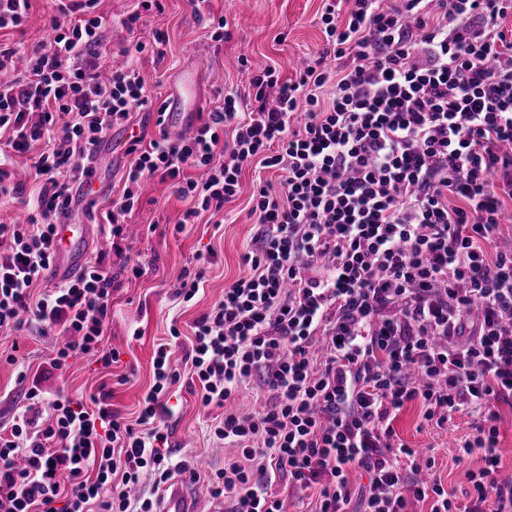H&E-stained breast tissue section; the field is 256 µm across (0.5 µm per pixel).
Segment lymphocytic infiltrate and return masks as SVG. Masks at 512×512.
<instances>
[{
  "instance_id": "1",
  "label": "lymphocytic infiltrate",
  "mask_w": 512,
  "mask_h": 512,
  "mask_svg": "<svg viewBox=\"0 0 512 512\" xmlns=\"http://www.w3.org/2000/svg\"><path fill=\"white\" fill-rule=\"evenodd\" d=\"M94 6L59 0L48 43L0 46V199L23 191L14 156L37 154L27 222L0 224V335L35 322L66 337L55 369L78 355L110 368V255L124 251L142 179L187 202L180 232L205 212L223 218L245 165L280 181L256 180L248 274L195 321L184 366L158 347L136 419L113 409L106 385L86 398L24 392L0 429V512H156L134 494L147 473L158 485L204 480L231 512H284L270 493L284 476L318 488L314 512H408L414 500L512 512L498 454L499 406L512 401V247L485 249L512 209V41L501 29L512 0H328L326 46L295 78L265 68L192 132L130 143L124 188L99 215L109 250L47 287L72 186L112 128L153 102L133 48L111 63ZM184 377L203 408L224 411L213 439L241 455L206 479L162 451L164 399ZM250 382L268 394L262 410L229 409ZM412 402L439 428L477 417L460 447L483 461L468 506L419 479L435 460L417 464L394 429ZM358 469L369 481L356 493Z\"/></svg>"
}]
</instances>
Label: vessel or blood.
I'll list each match as a JSON object with an SVG mask.
<instances>
[{
    "label": "vessel or blood",
    "mask_w": 512,
    "mask_h": 512,
    "mask_svg": "<svg viewBox=\"0 0 512 512\" xmlns=\"http://www.w3.org/2000/svg\"><path fill=\"white\" fill-rule=\"evenodd\" d=\"M199 107V95L193 74L179 75L176 88L165 101L167 129L187 132L193 129V116ZM105 192L101 174H94L91 189L76 190L56 225L58 249L50 280L62 282L76 275L85 265L94 242L93 226L87 214ZM159 512H198L195 498L180 483L166 488L158 502Z\"/></svg>",
    "instance_id": "vessel-or-blood-1"
}]
</instances>
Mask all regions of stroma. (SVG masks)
I'll use <instances>...</instances> for the list:
<instances>
[{"instance_id":"1","label":"stroma","mask_w":512,"mask_h":512,"mask_svg":"<svg viewBox=\"0 0 512 512\" xmlns=\"http://www.w3.org/2000/svg\"><path fill=\"white\" fill-rule=\"evenodd\" d=\"M28 21L18 29L0 31V43L28 49L48 39V19L56 13L55 0H32ZM138 0H97L96 12L104 16L102 30L112 50L143 44L136 62L153 89L155 104H163L176 73L196 68L202 95V112H210L228 90L247 93L248 79L263 68H279L290 79L300 62L318 56L324 45L317 18L324 0H162L163 9L137 16ZM136 24H129L130 16ZM224 19L231 37L220 43L210 38L211 23ZM163 44H155L156 34ZM275 183L278 172H255L245 168L237 197L225 205L226 220L221 228L208 224L206 217L188 225L183 233L173 228L183 217L187 204L174 195L159 177L144 179L139 187L140 204L127 221L137 226L129 255L112 257L121 268L126 257L140 258L145 272L139 279L121 280L112 294V318L106 325V339L118 352L113 376H127L126 384L115 386L112 402L123 416L135 418L139 404L153 382L152 356L159 345L172 343L171 326H178L183 341L172 344V358L183 365L196 318L208 312L223 296L225 284L247 273L243 258L253 244L255 219L250 214V196L255 178ZM210 254L203 290L190 303L176 297V277L183 268H195L197 254ZM141 329L133 337V329ZM58 342L56 333L29 327L17 337H0V422L10 421L15 411L14 396L23 386L5 360L12 348H19L29 364V380L38 382L48 396L64 391L90 394L103 379L98 365L86 358L72 360L59 372L49 362ZM173 415L168 421V448L173 460L191 458L203 474L223 469L236 451L214 443L208 427L211 413L198 399L197 386L180 381L168 394ZM394 428L409 447L433 455V473L448 488L458 505L471 500L474 490L468 472L482 465L480 454L459 459L457 441L471 436L473 420L461 417L454 426L440 429L422 423L420 403L414 402L398 415Z\"/></svg>"}]
</instances>
